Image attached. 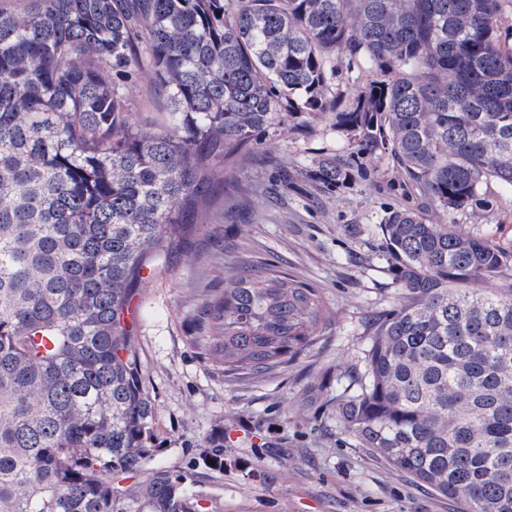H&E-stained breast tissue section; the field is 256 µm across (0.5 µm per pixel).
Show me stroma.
I'll return each instance as SVG.
<instances>
[{
  "mask_svg": "<svg viewBox=\"0 0 512 512\" xmlns=\"http://www.w3.org/2000/svg\"><path fill=\"white\" fill-rule=\"evenodd\" d=\"M132 119L164 107L151 71L128 88ZM344 159L349 182L331 193L308 178L324 156ZM251 192L216 184L202 229L160 262L133 302L138 356L155 401L154 465L191 469L190 494L208 512H463V507L336 428V404L377 319L399 298L379 226L416 205L391 157L360 152L332 118L292 115L248 146L232 170ZM455 227L512 248V188L489 185ZM279 266L320 295L328 319L317 343L264 375L224 372L200 338L203 303L224 290L237 258ZM223 441L224 468L201 461Z\"/></svg>",
  "mask_w": 512,
  "mask_h": 512,
  "instance_id": "obj_1",
  "label": "stroma"
}]
</instances>
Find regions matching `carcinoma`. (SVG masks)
<instances>
[{
	"instance_id": "obj_1",
	"label": "carcinoma",
	"mask_w": 512,
	"mask_h": 512,
	"mask_svg": "<svg viewBox=\"0 0 512 512\" xmlns=\"http://www.w3.org/2000/svg\"><path fill=\"white\" fill-rule=\"evenodd\" d=\"M148 35L146 58L136 39ZM370 79L336 110V60ZM148 66L166 110L132 122ZM331 113L420 203L380 230L403 300L336 406L340 433L466 512H512V251L451 229L512 187V0H30L0 9V512H200L153 467L137 286L199 228L242 150ZM326 191L348 168L324 157ZM317 291L237 261L203 346L274 371L319 337ZM145 475L123 487L115 479Z\"/></svg>"
}]
</instances>
